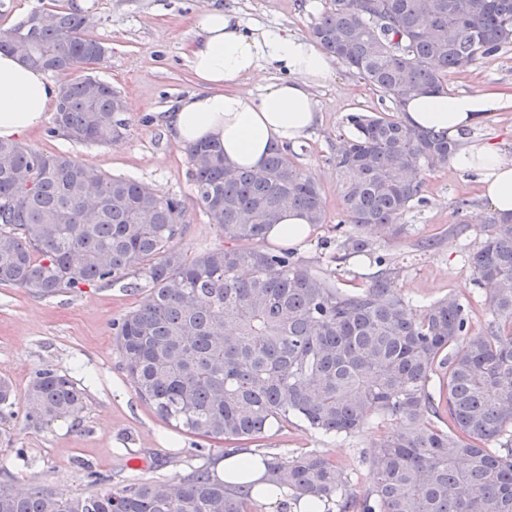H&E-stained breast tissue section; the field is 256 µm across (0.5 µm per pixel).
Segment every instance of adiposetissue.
I'll return each instance as SVG.
<instances>
[{
	"label": "adipose tissue",
	"mask_w": 512,
	"mask_h": 512,
	"mask_svg": "<svg viewBox=\"0 0 512 512\" xmlns=\"http://www.w3.org/2000/svg\"><path fill=\"white\" fill-rule=\"evenodd\" d=\"M193 26L189 61L198 89L159 116L178 144L215 141L232 166L256 170L272 144L297 145L309 137L317 119L313 89L334 73L332 58L315 40L248 24L217 7L198 12ZM244 79L258 81L257 93L235 90ZM56 96L43 72L17 55L0 53V139L40 127ZM507 106L512 96L495 92L421 94L408 100L403 112L409 125L444 131L458 141L449 169L479 175L482 197L498 214L512 213V163L496 145L472 140L469 133L490 111ZM264 472L258 455L231 451L215 476L233 486L253 482L251 494L265 512H280L294 493L263 483Z\"/></svg>",
	"instance_id": "1"
}]
</instances>
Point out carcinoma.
Here are the masks:
<instances>
[{"label":"carcinoma","instance_id":"1","mask_svg":"<svg viewBox=\"0 0 512 512\" xmlns=\"http://www.w3.org/2000/svg\"><path fill=\"white\" fill-rule=\"evenodd\" d=\"M41 14L1 29L0 53L64 75L104 60L87 15L60 8L29 26ZM312 36L391 103L388 112L349 114L354 133L330 157L343 215L337 249L369 254L375 235L403 232V213L425 203L424 176L448 168L455 150L446 136L408 125L402 103L445 91L448 72L511 47L512 0H376L370 9L325 0ZM124 111L112 86L69 79L48 133L117 144ZM188 157L196 201L233 242L191 258L174 249L185 232L181 201L0 139V285L42 297L148 286L145 302L112 322L121 369L166 424L227 449L294 419L344 437L389 428L361 453L371 476L362 493L324 454H270L267 482L297 500L325 512H512V215L490 217L470 259L490 315L475 333L469 302L406 301L382 255L369 285L347 288L259 246L286 209L326 223L321 188L289 146L272 147L258 171L229 166L212 142ZM18 403L35 427L86 407L84 390L49 368L20 395L0 378V411ZM250 492L206 469L165 486L107 485L67 499L5 484L0 512H259Z\"/></svg>","mask_w":512,"mask_h":512}]
</instances>
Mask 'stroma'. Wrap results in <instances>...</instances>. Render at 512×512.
I'll return each mask as SVG.
<instances>
[{
  "label": "stroma",
  "instance_id": "obj_1",
  "mask_svg": "<svg viewBox=\"0 0 512 512\" xmlns=\"http://www.w3.org/2000/svg\"><path fill=\"white\" fill-rule=\"evenodd\" d=\"M324 0H0V29H7L38 9L46 13L80 8L92 20V34L108 48L90 73L119 91L126 109V134L112 146L75 143L49 136L40 127L24 136L25 145L47 154L64 152L110 175H121L175 197L185 206L186 232L176 250L198 255L225 240L195 200L191 165L157 121L176 101L195 90L188 46L194 38L192 18L200 10L220 6L245 22L281 27L307 36ZM449 91L492 90L512 94V51L450 72ZM318 122L310 137L296 145V162L322 188L326 224L314 227L295 257L313 270L335 275L340 283H369L378 268L369 257L335 260L336 224L340 211L336 172L329 162L340 136L350 135L346 117L374 113L380 96L344 64L332 79L314 90ZM425 204L406 211L401 237L373 240L374 251L387 255L398 288L413 304L423 306L454 295L470 301L473 325L489 318L486 290L476 280L467 256L491 230L476 174L429 172ZM467 200L465 216L456 203ZM434 246L421 251L417 242ZM143 289L85 286L74 292L38 297L20 288L0 286V377L23 391L31 374L54 368L84 388L86 408L42 427L27 425L22 411L0 414V484L43 485L63 497L91 492L89 473L122 486L149 481L164 484L192 469L215 467L223 444L179 432L159 419L127 381L112 345V322L136 308ZM380 435L368 427L354 437L324 436L296 420L270 432L264 447L290 456L315 449L349 474L356 490L370 484L360 459L363 448Z\"/></svg>",
  "mask_w": 512,
  "mask_h": 512
}]
</instances>
